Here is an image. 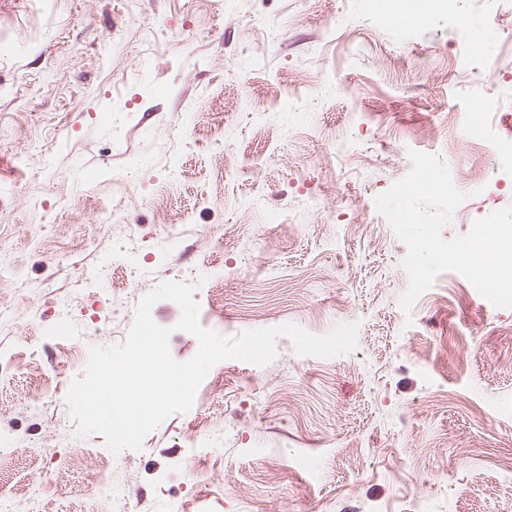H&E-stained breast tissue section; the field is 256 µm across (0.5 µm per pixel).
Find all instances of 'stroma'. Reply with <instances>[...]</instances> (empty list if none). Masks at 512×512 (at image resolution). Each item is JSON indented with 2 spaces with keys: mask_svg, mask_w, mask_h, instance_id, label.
<instances>
[{
  "mask_svg": "<svg viewBox=\"0 0 512 512\" xmlns=\"http://www.w3.org/2000/svg\"><path fill=\"white\" fill-rule=\"evenodd\" d=\"M413 150L467 194L444 238L512 206L489 173L512 164V0H410L397 24L372 0H0L10 512H512V309L453 271L402 309L374 199ZM166 281L197 283L222 336L354 323L357 348L222 361L199 411L106 453L70 385ZM63 303L97 329L75 349ZM180 315L152 308L184 362ZM103 473L124 501L85 496Z\"/></svg>",
  "mask_w": 512,
  "mask_h": 512,
  "instance_id": "1",
  "label": "stroma"
}]
</instances>
